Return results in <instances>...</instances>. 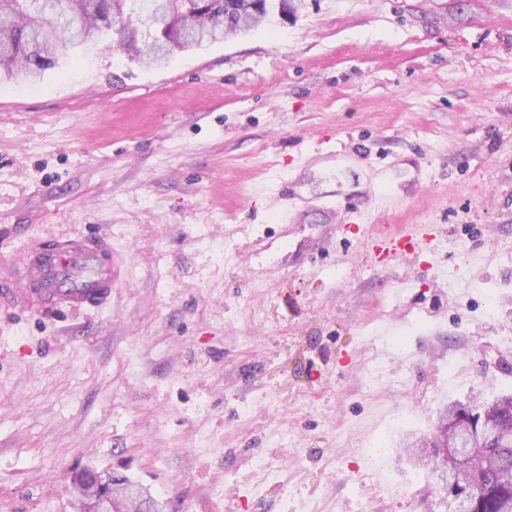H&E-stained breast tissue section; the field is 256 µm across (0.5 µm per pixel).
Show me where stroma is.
<instances>
[{
	"mask_svg": "<svg viewBox=\"0 0 512 512\" xmlns=\"http://www.w3.org/2000/svg\"><path fill=\"white\" fill-rule=\"evenodd\" d=\"M457 3L0 84V270L88 231L120 268L103 310L0 312V512L88 470L162 512H446L401 437L512 392V0ZM406 224L431 249L381 260Z\"/></svg>",
	"mask_w": 512,
	"mask_h": 512,
	"instance_id": "stroma-1",
	"label": "stroma"
}]
</instances>
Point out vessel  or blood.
Here are the masks:
<instances>
[{
    "label": "vessel or blood",
    "mask_w": 512,
    "mask_h": 512,
    "mask_svg": "<svg viewBox=\"0 0 512 512\" xmlns=\"http://www.w3.org/2000/svg\"><path fill=\"white\" fill-rule=\"evenodd\" d=\"M422 228L382 235L374 246L382 258L419 248ZM25 288L12 275H0V310L19 315L60 317L73 310H99L112 298L116 273L109 242L90 233L55 242H34L18 263Z\"/></svg>",
    "instance_id": "vessel-or-blood-1"
}]
</instances>
